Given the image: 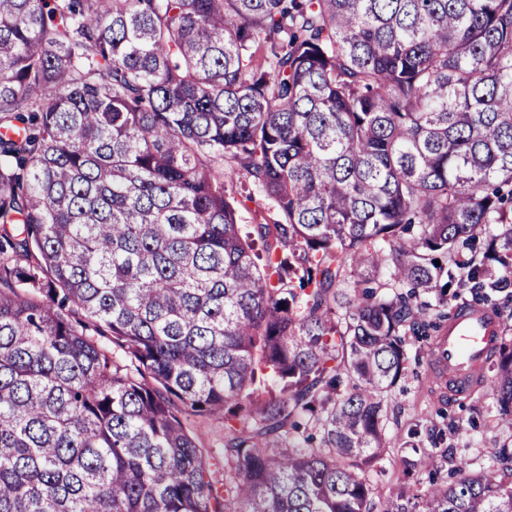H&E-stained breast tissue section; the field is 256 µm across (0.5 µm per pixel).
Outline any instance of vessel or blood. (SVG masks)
Segmentation results:
<instances>
[{"label":"vessel or blood","mask_w":512,"mask_h":512,"mask_svg":"<svg viewBox=\"0 0 512 512\" xmlns=\"http://www.w3.org/2000/svg\"><path fill=\"white\" fill-rule=\"evenodd\" d=\"M503 331L504 322L492 309L471 306L456 310L447 330L437 339L434 351L454 392L471 394L477 373L485 366Z\"/></svg>","instance_id":"1"}]
</instances>
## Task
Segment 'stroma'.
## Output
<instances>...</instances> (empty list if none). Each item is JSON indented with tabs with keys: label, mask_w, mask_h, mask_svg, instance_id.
Segmentation results:
<instances>
[{
	"label": "stroma",
	"mask_w": 512,
	"mask_h": 512,
	"mask_svg": "<svg viewBox=\"0 0 512 512\" xmlns=\"http://www.w3.org/2000/svg\"><path fill=\"white\" fill-rule=\"evenodd\" d=\"M408 361L397 382L384 395V431L388 446L368 476L377 495H385L403 479L402 449L417 447L431 464L414 476V489L446 478L461 462L481 459L487 471L497 472L498 448L512 446V424L502 422L488 385L461 398L444 392L433 370L434 338L407 335ZM188 430L213 463L211 477L224 481V421L205 415L186 418Z\"/></svg>",
	"instance_id": "35a3bbf8"
}]
</instances>
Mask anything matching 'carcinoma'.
<instances>
[{"label": "carcinoma", "mask_w": 512, "mask_h": 512, "mask_svg": "<svg viewBox=\"0 0 512 512\" xmlns=\"http://www.w3.org/2000/svg\"><path fill=\"white\" fill-rule=\"evenodd\" d=\"M0 129V512H512L508 447L367 476L407 332L512 297V0H0ZM241 182L244 183L243 180H239L233 186V193L237 199V222L239 224H259L263 223V217L268 218L267 213V201L255 194L252 200L246 199V195L248 194L247 189L244 191ZM188 430L196 438L200 448H205L215 463L211 467L212 480L218 486L224 484V419L205 416L188 415L185 417Z\"/></svg>", "instance_id": "carcinoma-1"}]
</instances>
